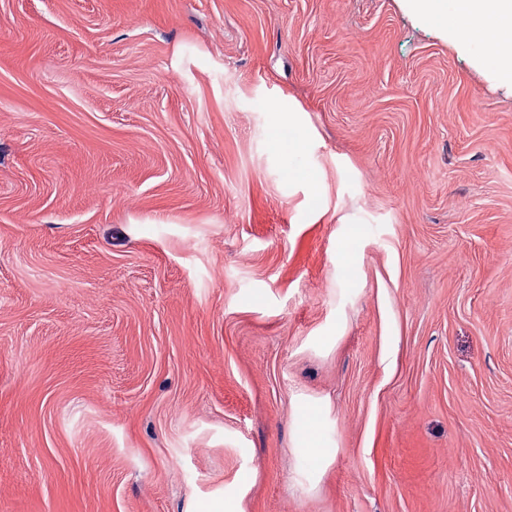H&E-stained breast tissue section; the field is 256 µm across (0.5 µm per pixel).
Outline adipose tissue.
Here are the masks:
<instances>
[{"mask_svg": "<svg viewBox=\"0 0 512 512\" xmlns=\"http://www.w3.org/2000/svg\"><path fill=\"white\" fill-rule=\"evenodd\" d=\"M416 11L447 23L457 41L477 45L483 65L498 81L512 86V0H412ZM316 409L304 410L298 421V452L320 474L332 451L319 437Z\"/></svg>", "mask_w": 512, "mask_h": 512, "instance_id": "adipose-tissue-1", "label": "adipose tissue"}]
</instances>
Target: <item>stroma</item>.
Wrapping results in <instances>:
<instances>
[{"label": "stroma", "instance_id": "35a3bbf8", "mask_svg": "<svg viewBox=\"0 0 512 512\" xmlns=\"http://www.w3.org/2000/svg\"><path fill=\"white\" fill-rule=\"evenodd\" d=\"M216 500L512 512V87L409 0H0V512ZM321 419L314 408L304 410L298 421V443L296 448L310 464L314 476L319 475L330 461L332 448H325L319 437Z\"/></svg>", "mask_w": 512, "mask_h": 512}]
</instances>
